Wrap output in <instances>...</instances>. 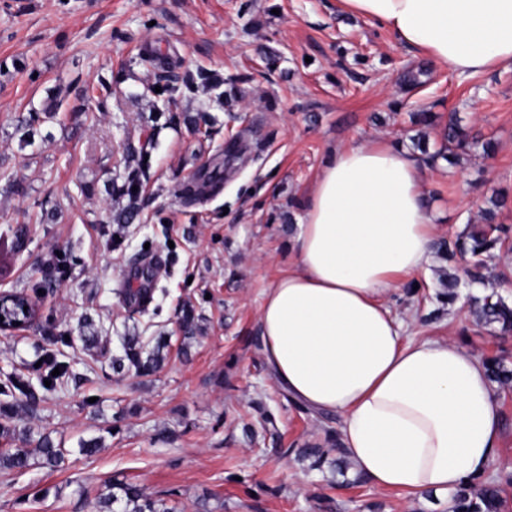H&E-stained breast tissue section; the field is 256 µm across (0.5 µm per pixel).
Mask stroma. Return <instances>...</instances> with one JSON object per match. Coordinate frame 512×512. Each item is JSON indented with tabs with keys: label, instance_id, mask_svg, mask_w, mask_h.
Instances as JSON below:
<instances>
[{
	"label": "stroma",
	"instance_id": "stroma-1",
	"mask_svg": "<svg viewBox=\"0 0 512 512\" xmlns=\"http://www.w3.org/2000/svg\"><path fill=\"white\" fill-rule=\"evenodd\" d=\"M147 43L165 68L142 62ZM199 69L222 80L223 106L200 92L154 110L159 76ZM103 80V109L76 111ZM54 94L57 116L31 120ZM421 110L438 118L422 131L429 149L452 116L495 144L423 165L434 222L453 240L495 191L512 194L511 68L453 73L338 0H0V292L38 308L24 330L0 334V379L36 386L39 360L69 365L56 391L0 415L14 432L0 448L45 434L71 452L59 471L35 454L24 471L0 472V512H97L116 482L181 512H446L435 496L382 493L356 483L354 466L315 469L299 457L340 421L288 401L257 334L264 291L293 260L291 237L325 162L375 137L420 155L410 115ZM132 167L133 198L122 191ZM189 181L199 186L190 196ZM150 259L162 272L139 309L123 291L137 285L130 268ZM453 271L434 255L417 287L391 296L417 336L451 329L435 295ZM485 275L473 294L512 305V237ZM186 305L198 326L188 341ZM453 329L478 356L512 367V335L471 317ZM123 336L149 349L164 339L163 369L113 371ZM498 398L504 432L487 477L512 512V389ZM93 438L97 453L78 455Z\"/></svg>",
	"mask_w": 512,
	"mask_h": 512
}]
</instances>
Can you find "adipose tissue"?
<instances>
[{
  "mask_svg": "<svg viewBox=\"0 0 512 512\" xmlns=\"http://www.w3.org/2000/svg\"><path fill=\"white\" fill-rule=\"evenodd\" d=\"M340 2L450 71L512 67V0ZM424 182L418 158L390 143L338 149L257 325L274 381L340 418V445L374 488L449 500L484 473L503 422L485 363L451 337L407 340L410 319L387 302L426 271L439 234Z\"/></svg>",
  "mask_w": 512,
  "mask_h": 512,
  "instance_id": "obj_1",
  "label": "adipose tissue"
}]
</instances>
